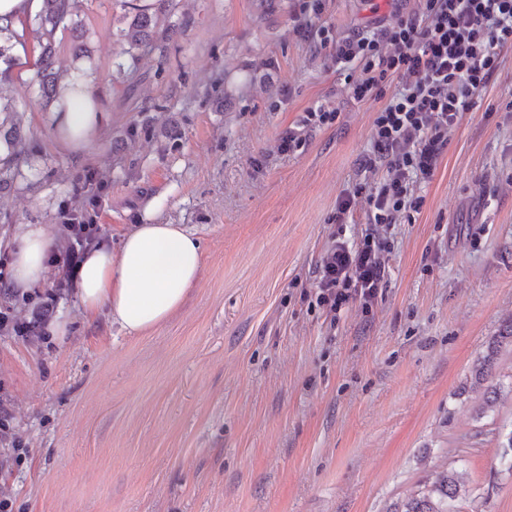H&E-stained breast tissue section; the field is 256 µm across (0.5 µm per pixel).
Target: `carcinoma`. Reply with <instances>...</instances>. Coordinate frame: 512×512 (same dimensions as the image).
Instances as JSON below:
<instances>
[{
	"label": "carcinoma",
	"instance_id": "cac0c4a2",
	"mask_svg": "<svg viewBox=\"0 0 512 512\" xmlns=\"http://www.w3.org/2000/svg\"><path fill=\"white\" fill-rule=\"evenodd\" d=\"M73 0H42L41 8L28 17L23 26H32L40 35V52L35 62V77L38 83L40 100L45 107L53 104L64 105L63 86L59 83L56 70L55 35L57 31H68L71 34V52L74 61H89L92 50L88 37L80 20L73 12ZM174 0H155L149 6H141L133 0H121L123 9L118 22L124 27L116 29L114 36L120 44L126 42L128 47L122 48L120 55H127L131 61L137 60L135 51L143 52L152 48L155 41L159 14L170 10ZM24 42L12 22L0 23V82L8 79L9 71L15 60L14 48ZM17 109L14 100L0 96V145L6 146L9 155L0 158V185L19 174L17 160L24 154L25 136L16 122ZM512 344V317L502 326L498 336L489 342L485 353L474 363L472 375L475 382L486 384L485 403H494L499 395L500 384L491 383L498 352L502 345ZM460 480L454 470H444L425 490L392 504L389 512H454L453 502L460 494Z\"/></svg>",
	"mask_w": 512,
	"mask_h": 512
}]
</instances>
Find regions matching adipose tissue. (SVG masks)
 <instances>
[{"label":"adipose tissue","instance_id":"1","mask_svg":"<svg viewBox=\"0 0 512 512\" xmlns=\"http://www.w3.org/2000/svg\"><path fill=\"white\" fill-rule=\"evenodd\" d=\"M66 105L57 123L64 144L88 143L98 125L89 111L91 95L64 91ZM11 287L24 294L45 285L51 238L42 224H24L11 240ZM203 254L198 238L179 224H139L125 233L119 248L103 244L84 256L78 297L86 317L107 312L127 335H143L184 304L199 278Z\"/></svg>","mask_w":512,"mask_h":512}]
</instances>
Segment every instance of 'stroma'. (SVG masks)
Returning a JSON list of instances; mask_svg holds the SVG:
<instances>
[{
  "label": "stroma",
  "instance_id": "obj_1",
  "mask_svg": "<svg viewBox=\"0 0 512 512\" xmlns=\"http://www.w3.org/2000/svg\"><path fill=\"white\" fill-rule=\"evenodd\" d=\"M175 0L160 37L115 74L118 0H74L94 47L85 79L92 141L53 132L35 101L34 32L0 93L19 105L22 175L0 192V282L22 224L65 254L75 211L98 239L180 224L203 263L185 305L143 336L82 313L55 282L0 296V501L12 512H387L444 469L463 476L457 512H512L498 445L512 392L482 419L472 363L512 315V53L451 134L413 222L386 227L385 287L371 310L312 308L321 256L369 232L363 202L332 217L355 183L375 184L379 101L350 100L335 42L387 15V0ZM181 34L168 38L169 26ZM332 126L299 151L282 135L314 102ZM70 322L67 335L13 323Z\"/></svg>",
  "mask_w": 512,
  "mask_h": 512
}]
</instances>
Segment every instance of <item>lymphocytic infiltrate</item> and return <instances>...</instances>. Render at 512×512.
I'll list each match as a JSON object with an SVG mask.
<instances>
[{"label": "lymphocytic infiltrate", "mask_w": 512, "mask_h": 512, "mask_svg": "<svg viewBox=\"0 0 512 512\" xmlns=\"http://www.w3.org/2000/svg\"><path fill=\"white\" fill-rule=\"evenodd\" d=\"M512 51V0H419L416 12L394 10L374 27L336 44V60L357 63L344 76L358 103L382 99L372 122L368 168L383 167L374 187L355 185L336 204L335 223H346L355 199H364L368 223L383 226L412 218L423 206L417 180L432 178L451 133L460 125ZM336 110L315 103L281 138L279 150L297 151L308 131L332 126ZM72 246L59 260L58 287L73 284L76 270L96 240L97 226L84 215L69 218ZM388 239L365 234L351 246L335 240L318 270L315 303L333 315L357 302L371 308L384 286Z\"/></svg>", "instance_id": "f902f5d3"}]
</instances>
